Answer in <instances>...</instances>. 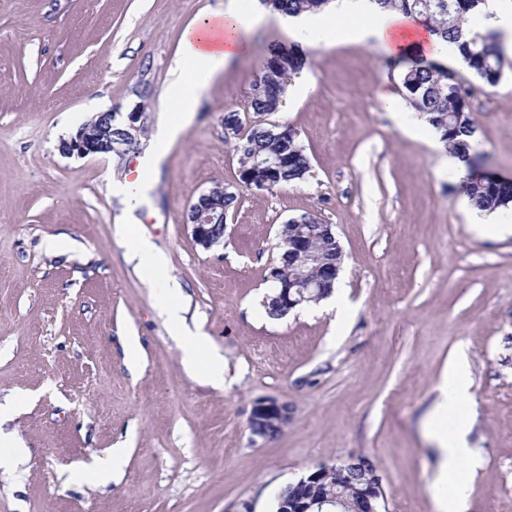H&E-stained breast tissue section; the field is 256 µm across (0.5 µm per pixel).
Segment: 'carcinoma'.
Returning a JSON list of instances; mask_svg holds the SVG:
<instances>
[{
    "instance_id": "cac0c4a2",
    "label": "carcinoma",
    "mask_w": 512,
    "mask_h": 512,
    "mask_svg": "<svg viewBox=\"0 0 512 512\" xmlns=\"http://www.w3.org/2000/svg\"><path fill=\"white\" fill-rule=\"evenodd\" d=\"M268 10L287 16L319 14L331 0H260ZM377 9L397 12L425 24L429 32L443 42L458 44L463 58V71L437 62L407 61L390 65V77L397 80L407 106L441 134L448 153L462 159L467 168L466 178L459 188L475 208L488 213L512 210V180L477 169L474 146L480 126L471 109L475 92L496 86L507 64L498 31L488 28L485 33L472 32V21L479 17L486 0H369ZM309 54L300 45L289 47L271 44L267 47L263 67L256 76L247 100V111L259 116L280 110L291 76L308 63ZM238 160L239 170L250 172L253 178L272 180L277 186L305 181L311 172V161L294 128L270 124L252 125L243 137L230 140ZM263 158L281 159L283 164L268 175L255 170V161ZM217 210L229 213L238 204L239 194L223 184L209 188ZM297 223L306 225L314 238L322 261L338 256L339 244L324 231L322 219L315 213L295 216ZM277 290L266 294L261 307L273 320L281 318ZM358 481L351 485L338 482L332 474L320 485L319 492L331 489L347 500L356 498Z\"/></svg>"
}]
</instances>
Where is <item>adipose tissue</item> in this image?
<instances>
[{
  "label": "adipose tissue",
  "instance_id": "adipose-tissue-1",
  "mask_svg": "<svg viewBox=\"0 0 512 512\" xmlns=\"http://www.w3.org/2000/svg\"><path fill=\"white\" fill-rule=\"evenodd\" d=\"M335 10L364 17L365 22L345 26L339 31L322 18L304 14L288 18L287 23L295 30H312L318 43L326 48L352 42L370 46L392 58L421 57L451 67L460 62L457 44L439 41L427 28L402 14L375 9L370 0H336ZM265 12L261 5L248 14L230 5L223 13L201 17L185 29L182 56L169 92L179 107V115L161 125L149 156L152 168H160L164 163L169 146L178 138L185 120L207 91L215 73L247 53L246 34L251 27L264 21ZM131 257L137 260L143 273L159 284V305L167 314L175 336L183 343L182 363L187 371H197L210 342L208 337L184 326L179 307L171 304V297L179 293L180 287L161 276L166 265L165 256L155 251L148 241L140 240L134 244ZM470 388L464 360L449 363L440 380V400L426 421L427 433L437 444L439 453L437 512H460L473 492L467 474L479 467L480 459L466 440V404Z\"/></svg>",
  "mask_w": 512,
  "mask_h": 512
}]
</instances>
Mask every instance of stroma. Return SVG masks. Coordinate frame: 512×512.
<instances>
[{
  "label": "stroma",
  "mask_w": 512,
  "mask_h": 512,
  "mask_svg": "<svg viewBox=\"0 0 512 512\" xmlns=\"http://www.w3.org/2000/svg\"><path fill=\"white\" fill-rule=\"evenodd\" d=\"M228 0H0V433L21 443L0 470V512H265L318 464L368 456L381 512H435L438 454L424 423L448 362L466 359L467 441L482 465L465 512H512V212L481 237L457 180L398 125L384 55L312 49L300 92L270 121L296 129L312 160L298 185L241 188L223 243L198 246L184 219L198 196L238 179L224 113L244 110L257 49L220 69L152 176V200L120 220L115 182L147 176L140 158L176 112L167 95L184 28ZM150 96L139 99L138 91ZM142 105L139 152H60L100 108ZM479 153L512 179V68L473 101ZM317 214L344 253L356 311L312 305L262 315L277 231ZM162 252L186 324L224 358V385L188 375L160 293L130 258L135 238ZM137 338L138 371L124 345ZM288 401L277 439L250 441L256 399ZM124 449L123 477L85 465Z\"/></svg>",
  "instance_id": "35a3bbf8"
}]
</instances>
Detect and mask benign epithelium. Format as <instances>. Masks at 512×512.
Here are the masks:
<instances>
[{
  "instance_id": "obj_1",
  "label": "benign epithelium",
  "mask_w": 512,
  "mask_h": 512,
  "mask_svg": "<svg viewBox=\"0 0 512 512\" xmlns=\"http://www.w3.org/2000/svg\"><path fill=\"white\" fill-rule=\"evenodd\" d=\"M142 109L140 105L127 113L122 121L117 120V113L102 112L98 120L91 125H84L78 129L75 136L60 144V150L65 155L87 157L95 155H109L117 150L112 141V128L119 127L120 135L132 137L141 129ZM212 215L207 210L193 205L188 212L187 223L192 226V235L196 244L209 249L221 242V239L211 234L210 225ZM279 235L288 238V245L296 257L298 265L294 273L285 278L282 276V268L271 266L268 280L277 284L280 288L278 300L291 312L298 307L317 302L312 295L306 294V289L319 286V277L311 272H305L304 268L311 260H317L315 247L302 229L300 224H283ZM293 417V409L285 401L275 398L257 400L252 407L248 427L251 441H266L274 427L284 429ZM374 464L366 456L347 457L332 465L321 464L313 471L301 476L298 480L288 484L294 491L293 499L286 502L285 512H335L336 501L333 498L309 494L330 473L334 472L346 480L364 477L360 486L363 512H380V502L383 500L384 491L382 480L378 473L373 471Z\"/></svg>"
}]
</instances>
